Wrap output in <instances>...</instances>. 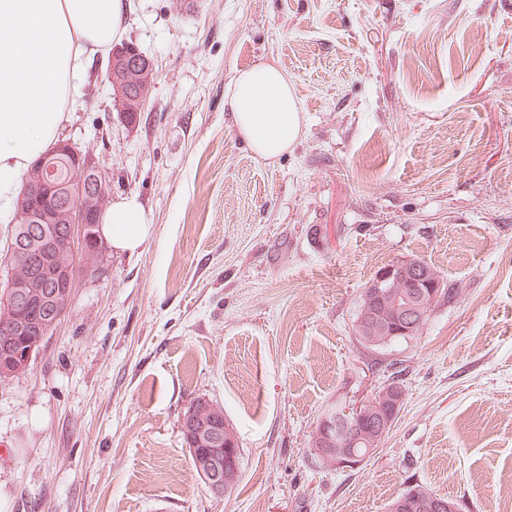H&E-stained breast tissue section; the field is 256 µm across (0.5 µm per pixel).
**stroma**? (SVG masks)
<instances>
[{
    "label": "stroma",
    "instance_id": "1",
    "mask_svg": "<svg viewBox=\"0 0 512 512\" xmlns=\"http://www.w3.org/2000/svg\"><path fill=\"white\" fill-rule=\"evenodd\" d=\"M153 61L136 122L94 58L60 138L152 231L104 248L30 370L0 381V512H387L413 485L459 512L512 493V0H127ZM283 71L303 133L255 157L236 72ZM458 282L415 339H355L366 282L401 257ZM405 396L368 461L309 453L328 408ZM224 408L241 450L210 493L181 434Z\"/></svg>",
    "mask_w": 512,
    "mask_h": 512
}]
</instances>
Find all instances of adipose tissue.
I'll return each mask as SVG.
<instances>
[{
    "instance_id": "ef3b65f1",
    "label": "adipose tissue",
    "mask_w": 512,
    "mask_h": 512,
    "mask_svg": "<svg viewBox=\"0 0 512 512\" xmlns=\"http://www.w3.org/2000/svg\"><path fill=\"white\" fill-rule=\"evenodd\" d=\"M126 9V0H0V216L10 213L24 171L57 142L89 57L121 37ZM227 106L259 158H279L301 136L288 78L271 64L238 72ZM150 232L134 195L114 201L100 226L103 241L128 254Z\"/></svg>"
}]
</instances>
